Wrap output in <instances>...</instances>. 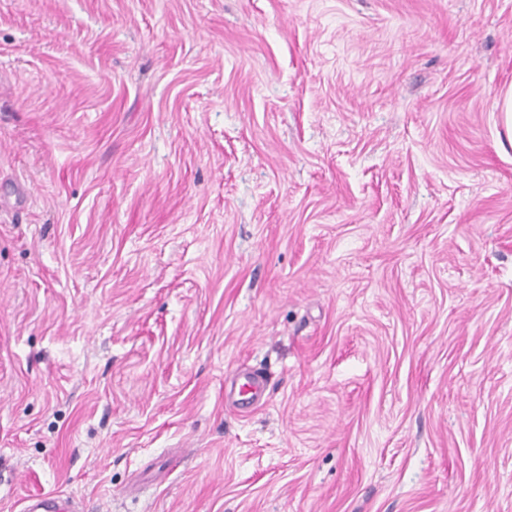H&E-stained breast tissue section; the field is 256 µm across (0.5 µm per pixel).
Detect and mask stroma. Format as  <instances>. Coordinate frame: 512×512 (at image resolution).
I'll return each mask as SVG.
<instances>
[{
    "instance_id": "obj_1",
    "label": "stroma",
    "mask_w": 512,
    "mask_h": 512,
    "mask_svg": "<svg viewBox=\"0 0 512 512\" xmlns=\"http://www.w3.org/2000/svg\"><path fill=\"white\" fill-rule=\"evenodd\" d=\"M511 87L512 0H0V512H512ZM25 501V512H75L76 508L72 506L73 498L68 495L49 492L42 493L34 499V504H28Z\"/></svg>"
}]
</instances>
